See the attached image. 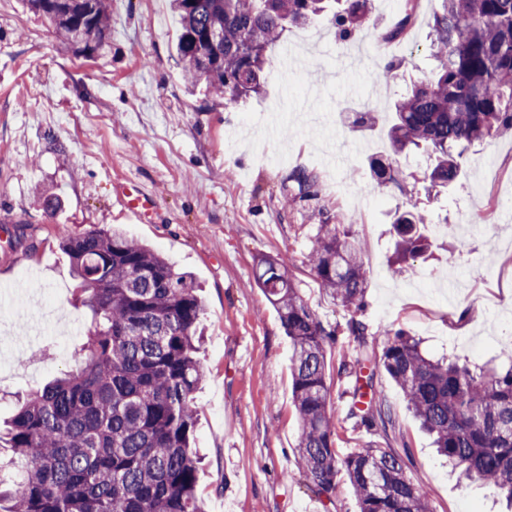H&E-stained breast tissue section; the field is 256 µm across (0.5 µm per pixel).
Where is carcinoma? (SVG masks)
<instances>
[{
    "label": "carcinoma",
    "mask_w": 512,
    "mask_h": 512,
    "mask_svg": "<svg viewBox=\"0 0 512 512\" xmlns=\"http://www.w3.org/2000/svg\"><path fill=\"white\" fill-rule=\"evenodd\" d=\"M81 57L99 56L111 36L108 0H26ZM331 23L342 42L358 37L370 0H333ZM429 23L435 70L394 103L389 141L397 154L423 151L424 180L446 189L462 173L465 150L512 129V0H442ZM176 53L185 82L238 103L262 92L269 49L290 27L323 13L328 0H172ZM413 9L381 40L399 38ZM380 188L405 191L383 159L369 162ZM298 196L318 194L317 174L288 175ZM424 218L396 215L395 261L430 247L418 230ZM79 300L91 324L68 371L29 391L0 423V512H204L198 495L196 394L205 377L199 323L204 304L191 279L120 228L89 229L61 241ZM288 255L263 256L256 285L277 310L292 347V400L298 421L297 464L315 493L332 501L347 482L358 512H435L427 490L393 448L370 444L345 456L339 430L351 425L387 433L394 418L366 364L382 368L407 408L433 437L458 477L495 488L512 507V359L472 369L428 356L402 330L382 331L381 350L359 318L366 278L361 251L340 224H321L304 262L336 305L352 312L346 332L361 356L336 362V381L349 380V403L336 416L327 385L326 327L302 298Z\"/></svg>",
    "instance_id": "obj_1"
}]
</instances>
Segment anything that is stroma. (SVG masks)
Listing matches in <instances>:
<instances>
[{
	"mask_svg": "<svg viewBox=\"0 0 512 512\" xmlns=\"http://www.w3.org/2000/svg\"><path fill=\"white\" fill-rule=\"evenodd\" d=\"M441 4L418 0L400 54L372 31L393 27L404 0H372L355 68L328 17L290 29L263 93L229 106L187 90L170 0H110L112 45L93 59L76 56L22 0H0V290L14 296L10 317L37 322L28 339L0 333V418L17 396L67 370L86 339L90 317L75 303L60 240L118 225L186 273L205 301L195 439L206 512H357L347 483L330 503L296 473L292 347L251 281L260 256L288 253L303 299L324 324L345 325L350 312L303 264L319 224H342L362 251L360 318L371 331H405L429 356L473 366L512 348V131L470 146L461 179L435 197L417 182L426 157L394 154L386 134L396 99L433 66L427 22ZM294 45L316 53L317 66L285 64L281 54ZM397 58V79L379 83ZM366 97L375 121L358 127L354 104ZM373 157L401 170L405 190L373 185ZM297 167L318 175L319 192L288 204L283 185ZM126 186L153 199L154 223L123 211ZM45 190L58 198L49 211L34 203ZM399 208L430 224L453 227L477 212L484 220L471 238L452 230L434 240L429 257L397 275L390 221ZM375 383L395 415L388 444L436 512H502L490 489L450 476L385 372Z\"/></svg>",
	"mask_w": 512,
	"mask_h": 512,
	"instance_id": "obj_1",
	"label": "stroma"
}]
</instances>
